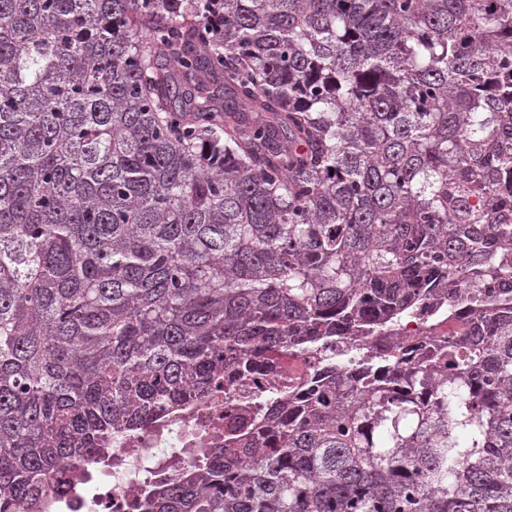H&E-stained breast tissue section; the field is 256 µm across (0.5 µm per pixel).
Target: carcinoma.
<instances>
[{"label":"carcinoma","instance_id":"cac0c4a2","mask_svg":"<svg viewBox=\"0 0 512 512\" xmlns=\"http://www.w3.org/2000/svg\"><path fill=\"white\" fill-rule=\"evenodd\" d=\"M504 248L512 0H0V512ZM448 317V376L272 401L143 512H512V307Z\"/></svg>","mask_w":512,"mask_h":512}]
</instances>
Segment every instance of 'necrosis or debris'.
<instances>
[{
    "label": "necrosis or debris",
    "mask_w": 512,
    "mask_h": 512,
    "mask_svg": "<svg viewBox=\"0 0 512 512\" xmlns=\"http://www.w3.org/2000/svg\"><path fill=\"white\" fill-rule=\"evenodd\" d=\"M474 288L460 278L455 298L434 291L416 316L406 320L393 336L356 337V344L372 355L396 353L401 366L434 365L448 335L458 327L448 317L449 305H460ZM270 369L248 379L235 378L234 364H226L222 377L204 396L151 416L137 431L113 433L105 455L92 459L65 493L48 491L42 512H141V502L161 483L201 464L206 452L223 447L224 431L247 420L257 439L267 436L259 407L269 396L295 389L306 396L309 383L327 384L331 376L312 353L270 355Z\"/></svg>",
    "instance_id": "obj_1"
}]
</instances>
